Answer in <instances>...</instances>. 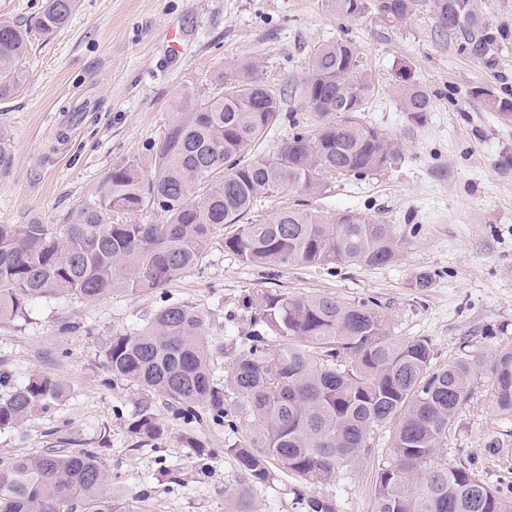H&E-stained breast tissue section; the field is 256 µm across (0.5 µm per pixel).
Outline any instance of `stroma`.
Listing matches in <instances>:
<instances>
[{"instance_id": "35a3bbf8", "label": "stroma", "mask_w": 512, "mask_h": 512, "mask_svg": "<svg viewBox=\"0 0 512 512\" xmlns=\"http://www.w3.org/2000/svg\"><path fill=\"white\" fill-rule=\"evenodd\" d=\"M351 40L376 95L368 122L402 145L400 158L372 177L332 178L313 207L381 217L409 241L381 267L249 266L216 236L200 268L165 286L117 291L94 301L35 303L28 321L0 323V394L35 374L57 378L64 396L45 414L0 431V457L96 449L112 496L134 512H234L241 474L225 454L224 426L207 413L192 424L165 399L112 378L100 352L113 334L142 325L163 301L189 302L211 317L222 346L251 329L244 304L260 291L328 294L380 303L393 335L427 338L439 363L462 349L488 355L512 346V120L470 95L473 86L512 93V37L496 65L458 55L435 29L431 8L392 27L373 12L339 18L327 0H78L70 23L51 36L31 33L25 83L0 101V128L13 162L0 171V224L62 223L95 196L113 165L163 136L185 93L257 61L268 88L283 92L308 68L314 45ZM408 70L432 110L409 125L396 95ZM430 275L432 284L416 280ZM168 429L140 442L130 429L142 409ZM209 454L197 457L187 439ZM497 439L506 453L485 451ZM381 434L354 469L320 482L276 473L250 489L253 512H302L294 487L330 497L336 512H372L375 474L388 456ZM473 463L490 485H512V417L490 406L487 377L473 386L444 451Z\"/></svg>"}]
</instances>
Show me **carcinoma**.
<instances>
[{
    "instance_id": "obj_1",
    "label": "carcinoma",
    "mask_w": 512,
    "mask_h": 512,
    "mask_svg": "<svg viewBox=\"0 0 512 512\" xmlns=\"http://www.w3.org/2000/svg\"><path fill=\"white\" fill-rule=\"evenodd\" d=\"M426 0H329L338 17L375 12L398 26ZM77 0H44L21 24L0 18V100L26 80L20 67L33 31L51 35L68 25ZM437 31L471 60L494 65L506 29L476 10L474 0H433ZM245 87L224 94V82L195 89L176 106L184 116L139 158L112 167L95 198L74 207L61 224H0V322L24 320L32 304L59 297L94 301L116 290L160 288L201 266L224 228V249L248 265L280 267L392 263L408 238L393 225L354 210L324 214L299 202L263 218L256 203L285 190L325 192L333 175L364 179L400 156L397 140L361 120L376 85L348 41L311 51L290 96L319 118L306 129L283 111L257 66H237ZM398 100L410 123L431 110L429 94L400 73ZM500 116L512 119V95L476 86ZM288 121L292 134L275 150L247 157V145ZM12 166L0 129V170ZM151 216L146 222L144 215ZM252 337L230 342L232 363L217 379L207 339L208 314L189 303L159 307L147 323L115 334L101 351L112 377L161 394L190 420L204 408L239 433L229 402L243 400L254 435L226 444L245 486L237 512H250L247 486L274 480V469L330 481L392 431L390 460L375 480L374 512H512V489L489 485L471 465H448L441 449L480 369L490 375L494 411L512 416V348L489 358L460 352L434 362L426 338L392 336L372 299L341 302L328 295L264 291L246 301ZM282 343L271 349L266 337ZM55 378L36 374L0 396V430L49 411L61 398ZM132 432L144 442L167 428L142 411ZM110 475L98 453L51 451L0 458V512H131L112 499Z\"/></svg>"
}]
</instances>
